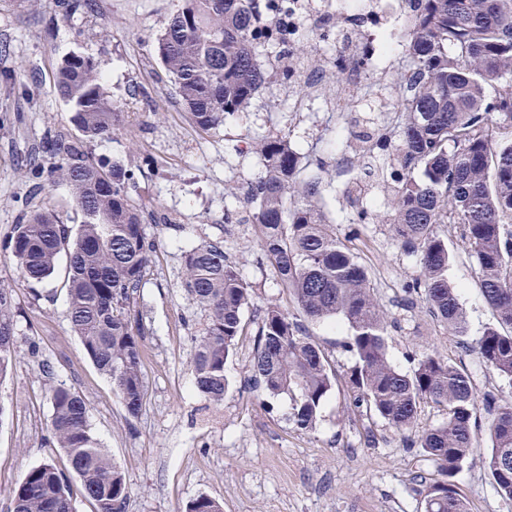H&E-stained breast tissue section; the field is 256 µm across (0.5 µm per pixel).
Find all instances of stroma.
<instances>
[{
	"label": "stroma",
	"mask_w": 512,
	"mask_h": 512,
	"mask_svg": "<svg viewBox=\"0 0 512 512\" xmlns=\"http://www.w3.org/2000/svg\"><path fill=\"white\" fill-rule=\"evenodd\" d=\"M179 0H93L91 10L62 15L60 0H0V242L22 213L41 207L59 223L77 226L81 215L68 184L58 180L32 189L24 159L50 131L79 132L72 112L53 89L60 60L88 56L123 112V125L91 146L94 157L131 167L133 197L167 217L148 225L157 241L153 265L137 298L148 335L143 355L146 405L128 417L108 378L85 356L67 319V260L54 275L26 281L0 249V284L11 286L18 311L19 356L0 382V512H13L9 490L32 467L47 460L64 463L50 447V384L76 388L86 400L89 423L101 448L120 466L131 491L130 512H185L197 497L220 500L224 512H424L417 477L432 480L434 462L406 434L365 408L352 404L344 377L353 359L344 347V326L308 322L307 336L333 360L339 381L310 431L288 420L289 400L259 397L250 383L249 360L259 311L271 298L289 305L276 274L257 245L258 228L248 221L244 199L258 175L256 154H241L243 143L280 134L312 156L304 179L322 182L328 214L339 239L351 241L372 270L377 296L394 321L389 358L400 371L435 352L463 363L477 393L495 392L512 402V388L479 368L404 287L419 273L390 225L353 223L337 161L351 142L338 124L341 105L334 94L311 97L308 109L292 104L301 74L270 70L265 88L248 111L227 117L219 129L202 133L184 111L176 89L157 60V35ZM220 241L252 290L244 330L226 364L229 389L213 405L194 387L190 358L206 323L181 282L182 251ZM448 282L456 288L469 338L495 324L484 300L474 258L456 233L448 235ZM478 444L453 479L468 512H512L488 476L484 457L489 424L479 414Z\"/></svg>",
	"instance_id": "35a3bbf8"
}]
</instances>
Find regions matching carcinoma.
Returning a JSON list of instances; mask_svg holds the SVG:
<instances>
[{
  "label": "carcinoma",
  "mask_w": 512,
  "mask_h": 512,
  "mask_svg": "<svg viewBox=\"0 0 512 512\" xmlns=\"http://www.w3.org/2000/svg\"><path fill=\"white\" fill-rule=\"evenodd\" d=\"M405 69L391 102L400 116L390 130V174L382 222L402 249L417 256L419 275L407 285L466 350L512 384V0H403ZM288 45V0H181L155 41L154 51L201 132L245 112L266 82L259 59ZM55 91L73 112L80 138L44 137L27 167L38 179L69 184L83 221L73 228L49 211L22 214L4 249L23 277L40 283L68 260L67 316L73 335L107 376L126 414L143 408L146 330L137 294L150 271L156 240L147 224L165 215L145 211L130 195L131 171L92 158L86 144L116 130V111L90 58L58 64ZM262 161L247 190L258 247L274 268L294 311L269 300L260 309L250 359L253 387L291 401L288 420L301 431L316 425L337 383L327 352L303 334L302 321H338L354 364L347 384L356 406L399 431L414 428L424 402L444 407L445 420L417 436L440 478L423 486L424 512H467L451 478L477 445V412L490 416L485 467L512 500V403L491 393L478 397L471 373L436 353L402 372L388 356L389 315L375 293L368 266L336 236L318 180L303 181L307 155L282 136L254 142ZM459 229L477 263L483 296L496 324L471 341L456 289L448 284V235ZM182 285L207 317L191 368L196 388L216 405L229 388L225 365L243 332L251 289L219 242H202L182 256ZM13 289L0 285V382L18 356ZM49 443L64 451L66 467L49 460L28 470L10 490L13 512H73L69 474L95 512H129L130 488L122 470L99 447L85 399L72 387L50 390ZM186 512H224L200 496Z\"/></svg>",
  "instance_id": "cac0c4a2"
}]
</instances>
